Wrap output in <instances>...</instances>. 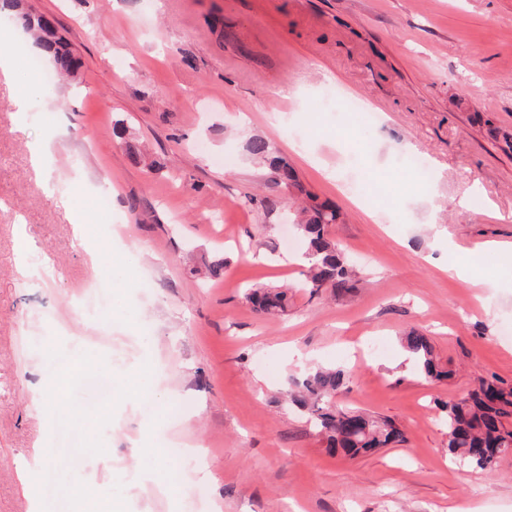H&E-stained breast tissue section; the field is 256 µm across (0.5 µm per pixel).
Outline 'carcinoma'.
<instances>
[{
  "label": "carcinoma",
  "instance_id": "cac0c4a2",
  "mask_svg": "<svg viewBox=\"0 0 512 512\" xmlns=\"http://www.w3.org/2000/svg\"><path fill=\"white\" fill-rule=\"evenodd\" d=\"M22 20L26 31L49 54L54 70L65 76L75 75L80 62L72 49L56 38L49 20L31 13L24 14ZM245 150L254 159L267 163L270 183L308 195L294 168L276 155L268 140L251 138ZM302 213L305 218L297 222V230L305 244L304 287L312 294L327 290L338 295L350 292L355 288L357 273L332 235L339 212L330 206L312 204ZM246 299L266 317L279 316L288 309V292L283 289L254 287L248 290ZM401 345L424 380L449 375L440 367L426 336L410 331L401 337ZM345 379V370L327 368L294 383L301 391L295 402L309 412L325 434L329 451L354 459L405 442L403 430L394 421L334 402ZM441 409L448 430V454L459 462L482 471L491 470L500 456L512 451V386L482 380L466 396L442 403Z\"/></svg>",
  "mask_w": 512,
  "mask_h": 512
}]
</instances>
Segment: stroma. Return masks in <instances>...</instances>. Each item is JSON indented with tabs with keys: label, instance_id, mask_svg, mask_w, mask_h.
<instances>
[{
	"label": "stroma",
	"instance_id": "obj_1",
	"mask_svg": "<svg viewBox=\"0 0 512 512\" xmlns=\"http://www.w3.org/2000/svg\"><path fill=\"white\" fill-rule=\"evenodd\" d=\"M23 2L81 68L43 93L37 44L19 15L0 17L16 62L0 78V512H28L15 463L37 448L58 451L50 512H80L92 488L125 512H512V454L491 472L451 460L440 409L479 380L512 384V0ZM290 80L295 98H278ZM330 85L378 114L368 140L356 116L318 108ZM119 116L140 156L114 136ZM252 136L340 210L332 232L365 275L349 294L303 288L290 195L245 153ZM44 138L40 176L28 144ZM353 155L389 201L337 191ZM405 155L427 159L430 184ZM46 175L81 226L44 197ZM22 233L37 249L20 268ZM220 257L223 275L204 277ZM283 285L277 319L243 298ZM90 294L104 311L81 308ZM412 330L448 379L412 368ZM318 367L345 369L337 402L395 420L405 442L328 452L285 396ZM60 377L59 422L32 391ZM77 439L105 462L72 453Z\"/></svg>",
	"mask_w": 512,
	"mask_h": 512
}]
</instances>
